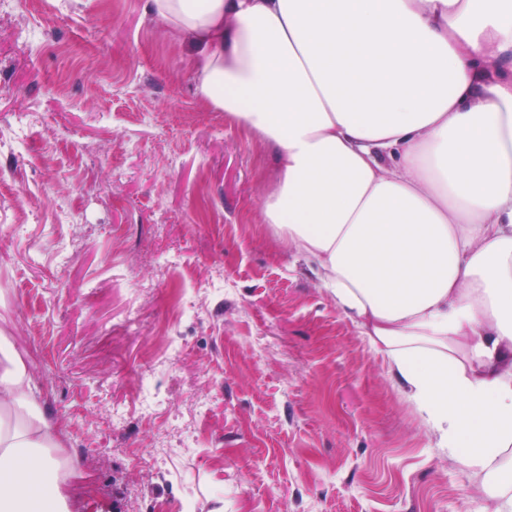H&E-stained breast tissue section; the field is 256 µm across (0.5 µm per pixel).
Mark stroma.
<instances>
[{"instance_id": "stroma-1", "label": "stroma", "mask_w": 512, "mask_h": 512, "mask_svg": "<svg viewBox=\"0 0 512 512\" xmlns=\"http://www.w3.org/2000/svg\"><path fill=\"white\" fill-rule=\"evenodd\" d=\"M143 8L0 0V330L80 512H481Z\"/></svg>"}]
</instances>
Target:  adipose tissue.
Segmentation results:
<instances>
[{"label":"adipose tissue","instance_id":"obj_1","mask_svg":"<svg viewBox=\"0 0 512 512\" xmlns=\"http://www.w3.org/2000/svg\"><path fill=\"white\" fill-rule=\"evenodd\" d=\"M198 95L280 160L265 223L383 356L434 445L512 512V0H145ZM0 333V512H75Z\"/></svg>","mask_w":512,"mask_h":512}]
</instances>
